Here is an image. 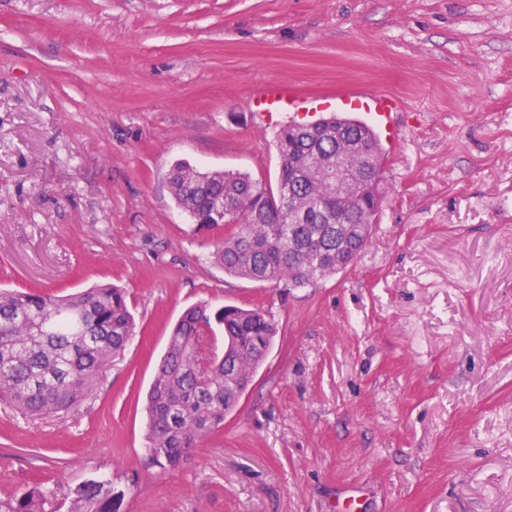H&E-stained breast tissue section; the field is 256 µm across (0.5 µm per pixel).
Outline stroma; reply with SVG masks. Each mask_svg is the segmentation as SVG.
I'll list each match as a JSON object with an SVG mask.
<instances>
[{
  "mask_svg": "<svg viewBox=\"0 0 512 512\" xmlns=\"http://www.w3.org/2000/svg\"><path fill=\"white\" fill-rule=\"evenodd\" d=\"M293 86L402 107L357 263L295 288L225 274L178 161L276 185ZM123 288V354L73 410L0 404V497L112 477L116 512H512V0H0V287ZM206 302L279 333L172 472L143 460L171 329ZM138 485H130V477ZM299 101L300 96L292 88L277 83L266 84L252 99L258 111L289 112L288 118L299 110Z\"/></svg>",
  "mask_w": 512,
  "mask_h": 512,
  "instance_id": "stroma-1",
  "label": "stroma"
}]
</instances>
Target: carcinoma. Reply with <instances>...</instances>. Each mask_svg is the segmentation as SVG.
<instances>
[{
	"label": "carcinoma",
	"mask_w": 512,
	"mask_h": 512,
	"mask_svg": "<svg viewBox=\"0 0 512 512\" xmlns=\"http://www.w3.org/2000/svg\"><path fill=\"white\" fill-rule=\"evenodd\" d=\"M357 158L358 189L382 174L376 136L366 124L331 116L316 124H289L278 138L276 187L246 173L204 172L188 163L166 174L177 205L193 220L211 223L224 201V224L237 231L216 244L213 259L224 272L254 282L304 286L355 264L366 249L379 209L354 208L336 223V156ZM224 329L225 356L211 353L213 324ZM124 292L109 284L79 293L0 291V399L27 415L65 412L93 388L134 334ZM278 324L267 311L234 305L212 310L202 303L183 312L169 336L147 397L145 464L174 471L199 441L224 421L264 361ZM0 512H115L112 481L88 480L64 492L37 483L0 498Z\"/></svg>",
	"instance_id": "carcinoma-1"
}]
</instances>
